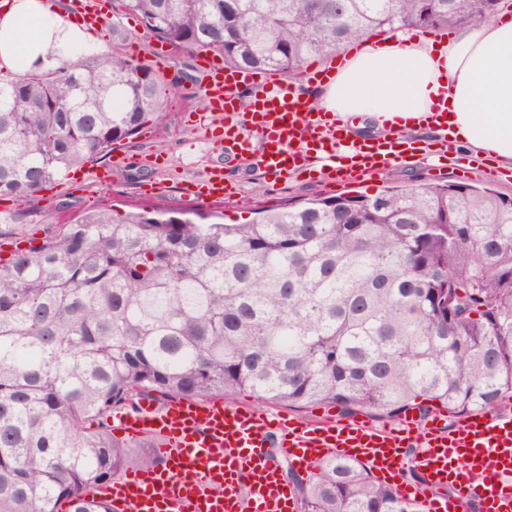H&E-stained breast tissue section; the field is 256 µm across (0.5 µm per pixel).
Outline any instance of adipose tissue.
Segmentation results:
<instances>
[{"label":"adipose tissue","instance_id":"adipose-tissue-1","mask_svg":"<svg viewBox=\"0 0 512 512\" xmlns=\"http://www.w3.org/2000/svg\"><path fill=\"white\" fill-rule=\"evenodd\" d=\"M102 49L53 0H0V76ZM309 104L338 124L362 113L387 138L433 131L512 168V17L454 28L435 42L399 31L350 53Z\"/></svg>","mask_w":512,"mask_h":512}]
</instances>
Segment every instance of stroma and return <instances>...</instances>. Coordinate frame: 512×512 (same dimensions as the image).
Segmentation results:
<instances>
[{
	"label": "stroma",
	"instance_id": "35a3bbf8",
	"mask_svg": "<svg viewBox=\"0 0 512 512\" xmlns=\"http://www.w3.org/2000/svg\"><path fill=\"white\" fill-rule=\"evenodd\" d=\"M120 23L128 31V39L113 40L111 25H104L102 38L105 49L121 53L133 49L139 58L155 63L156 39L146 35L133 17H121ZM161 70L177 83L169 97L165 116L161 123L147 125L128 140L124 150L143 156L163 155L166 159L164 166L158 169L124 167L118 165L115 156L111 155L99 161L100 166L111 169L110 181L63 179L59 184L40 191L35 198L0 201V257H8L17 246L40 244L44 238L59 234L63 225L72 223L84 211L93 209L122 211L157 207L187 210L199 215L207 214L214 221L240 224L254 219L259 209L298 204L318 196L372 194L394 174L409 184L448 179L482 184L512 197V172H502L486 165L464 149L454 150L452 157L441 165L429 164L427 157L435 152V142L429 138L419 147L416 157L383 169L365 171L351 183L334 184L301 175L270 183L258 169L224 160L222 155L208 147L199 127L191 124V117L201 114L203 101L194 89L199 77L197 55L174 51L172 61L161 65ZM219 165L224 168L225 181L236 187V195L210 205L191 204L185 195L186 188ZM148 182L159 188L158 196L145 195L144 185Z\"/></svg>",
	"mask_w": 512,
	"mask_h": 512
}]
</instances>
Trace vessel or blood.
Instances as JSON below:
<instances>
[{
  "mask_svg": "<svg viewBox=\"0 0 512 512\" xmlns=\"http://www.w3.org/2000/svg\"><path fill=\"white\" fill-rule=\"evenodd\" d=\"M108 6V0H79L75 21L95 26ZM197 89L206 101L198 119L205 140L271 180L297 173L304 155L336 153L341 130L335 117L312 111L296 81L231 69L214 54L200 70ZM255 137L262 142L258 152L251 148ZM349 151L352 173L388 167L400 156L391 142L353 143ZM233 190L217 167L191 195L197 202L214 201ZM112 432L131 441L153 437L162 460L101 487L114 512H295L292 489L265 453L277 435L297 468L309 469L330 456L363 461L373 476L423 512H512L511 406L469 415L452 431L440 416L423 421L411 413L399 426L380 430L331 411L304 422L221 398L162 405L143 398L113 417ZM409 461L422 481L405 482Z\"/></svg>",
  "mask_w": 512,
  "mask_h": 512,
  "instance_id": "b4317fda",
  "label": "vessel or blood"
}]
</instances>
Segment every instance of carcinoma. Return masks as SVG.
<instances>
[{
	"instance_id": "obj_1",
	"label": "carcinoma",
	"mask_w": 512,
	"mask_h": 512,
	"mask_svg": "<svg viewBox=\"0 0 512 512\" xmlns=\"http://www.w3.org/2000/svg\"><path fill=\"white\" fill-rule=\"evenodd\" d=\"M145 33L293 78L374 33L443 31L501 0H116ZM176 81L104 51L0 77V198H32L162 120ZM250 223L90 210L0 258V512H111L115 411L139 397L397 420L512 402V197L391 178ZM302 512H420L362 462L286 469Z\"/></svg>"
}]
</instances>
